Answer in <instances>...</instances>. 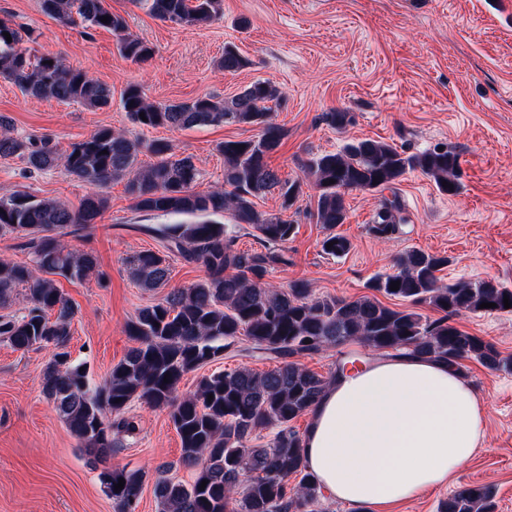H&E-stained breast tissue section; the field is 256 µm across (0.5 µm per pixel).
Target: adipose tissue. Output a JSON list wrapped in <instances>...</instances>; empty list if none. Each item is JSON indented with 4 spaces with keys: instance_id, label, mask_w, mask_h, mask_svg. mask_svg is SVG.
I'll list each match as a JSON object with an SVG mask.
<instances>
[{
    "instance_id": "obj_1",
    "label": "adipose tissue",
    "mask_w": 512,
    "mask_h": 512,
    "mask_svg": "<svg viewBox=\"0 0 512 512\" xmlns=\"http://www.w3.org/2000/svg\"><path fill=\"white\" fill-rule=\"evenodd\" d=\"M486 406L447 363L397 357L336 378L311 412L307 467L356 512H392L447 484L481 447Z\"/></svg>"
}]
</instances>
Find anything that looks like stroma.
<instances>
[{"label":"stroma","mask_w":512,"mask_h":512,"mask_svg":"<svg viewBox=\"0 0 512 512\" xmlns=\"http://www.w3.org/2000/svg\"><path fill=\"white\" fill-rule=\"evenodd\" d=\"M111 5L132 35L153 47L147 62L123 57L110 32L47 15L40 0H0V18L30 31L31 53L54 54L87 70L114 98L110 108L94 111L26 97L0 80V114L11 118L12 135L48 136L62 151L102 127L126 130L146 143L165 140L175 155L192 157L196 188L207 191L224 184L217 144L254 137L255 128L142 127L122 109L123 90L136 84L150 101L178 102L230 97L263 80L284 95L271 112L286 131L270 159L282 177L299 178L301 161L359 139L382 140L408 153L444 145L461 166V189L454 195L439 193L420 172L406 174L398 189L407 222L386 239L369 231L379 194L348 192L349 218L339 231L351 248L341 257L322 252L316 192L303 186L287 212L296 226L289 263L270 271L269 283L285 287L304 280L317 296L356 299L367 295L370 278L395 272L401 253L419 249L449 257L444 283L494 278L512 288V0H224L223 17L201 27L160 21L148 0ZM228 44L248 58L247 68L233 74L218 68ZM336 110L350 113L352 124L328 126L322 115ZM88 192L63 169L32 171L19 159L0 158V197H50L75 209ZM100 192L107 208L68 239L73 250L96 257L99 275L58 281L75 310L71 359L85 365L93 387L134 347L127 322L161 296L141 288L129 268L135 254L162 248L140 225L184 220L180 214L134 212L124 181L109 182ZM456 322L489 340L512 364V313H466ZM50 358L47 349L23 353L0 342V512H115L89 456L41 391ZM242 366L263 372L276 363L236 351L185 375L179 392L192 393L201 377ZM462 370L487 404L485 441L448 486L425 491L395 512H437L440 500L474 483L494 486L496 512H512V367L492 371L466 360ZM129 414L137 429L113 449L109 462L141 470L145 484L137 512H159L153 492L158 466L172 464V477L185 482L194 472L180 462V438L167 409L135 402Z\"/></svg>","instance_id":"35a3bbf8"}]
</instances>
